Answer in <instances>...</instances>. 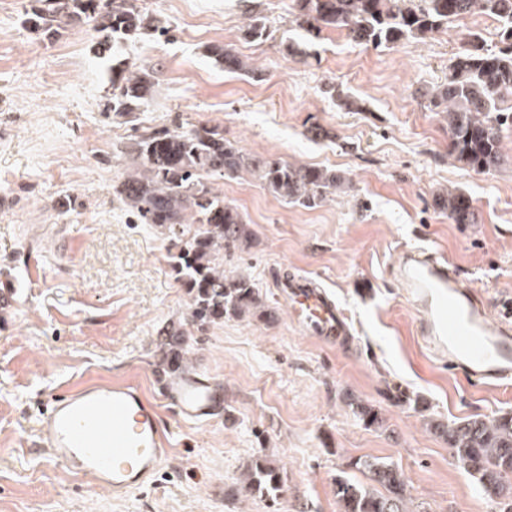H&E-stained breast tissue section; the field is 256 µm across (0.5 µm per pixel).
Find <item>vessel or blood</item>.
I'll list each match as a JSON object with an SVG mask.
<instances>
[{"label":"vessel or blood","instance_id":"1","mask_svg":"<svg viewBox=\"0 0 512 512\" xmlns=\"http://www.w3.org/2000/svg\"><path fill=\"white\" fill-rule=\"evenodd\" d=\"M422 313L420 334L445 364L486 388L512 386V331L491 323L481 296L437 252L408 250L394 271ZM292 315L322 341L350 333L336 302L311 282H293ZM164 397L184 422L208 419L224 405L221 385L195 373L169 384ZM39 431L51 458L124 495L146 486L170 452V430L156 402L134 380H90L49 394Z\"/></svg>","mask_w":512,"mask_h":512}]
</instances>
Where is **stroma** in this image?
<instances>
[{"mask_svg": "<svg viewBox=\"0 0 512 512\" xmlns=\"http://www.w3.org/2000/svg\"><path fill=\"white\" fill-rule=\"evenodd\" d=\"M252 3L270 27L263 42L242 39L240 0H138L170 33L119 50L157 71L153 98L131 120L103 109L110 70L90 51L91 25L48 42L22 23L28 0H0V289H18L13 305H0V512H339L336 478L362 456L403 470L412 512H495L425 416L512 412V388L474 385L442 365L394 267L404 251L428 248L489 302L512 301V128L501 166L478 174L449 157L440 113L414 96L445 80L469 32L495 45L496 24L473 16L378 50L327 29L303 62L283 52L284 42L306 40L290 22L292 0ZM213 43L261 79L215 66L205 55ZM328 83L361 111L338 106ZM177 122L219 125L251 155L352 179L351 192L314 209L285 203L246 173L217 182L254 231L224 268L255 280L273 322L186 325L189 297L170 271L177 241L136 223L114 193L123 148ZM454 188L472 198L474 223L435 209L434 195ZM288 276L332 296L351 336L331 345L295 324L281 294ZM173 324L186 328L192 367L223 384V409L184 423L163 408L172 455L134 494L115 496L57 465L37 430L41 401L89 378H132L158 396L168 380L158 343ZM362 401L383 428L359 421ZM259 456L280 468L277 500L233 492Z\"/></svg>", "mask_w": 512, "mask_h": 512, "instance_id": "obj_1", "label": "stroma"}]
</instances>
